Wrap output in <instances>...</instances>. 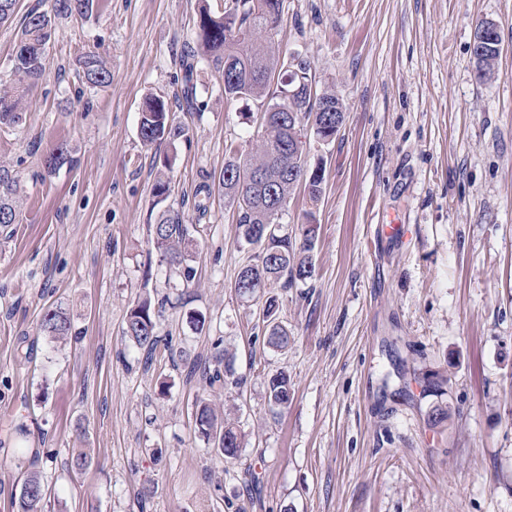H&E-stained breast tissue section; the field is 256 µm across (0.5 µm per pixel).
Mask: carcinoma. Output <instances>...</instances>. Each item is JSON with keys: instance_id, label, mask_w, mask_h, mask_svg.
Returning a JSON list of instances; mask_svg holds the SVG:
<instances>
[{"instance_id": "1", "label": "carcinoma", "mask_w": 512, "mask_h": 512, "mask_svg": "<svg viewBox=\"0 0 512 512\" xmlns=\"http://www.w3.org/2000/svg\"><path fill=\"white\" fill-rule=\"evenodd\" d=\"M95 0H54L51 10L42 9V2L29 8L22 17L20 34L11 58L14 84L0 83V127H9L21 120L27 108V94L31 86L44 74V60L57 21L73 16L81 18L93 14ZM283 0H224V9H212L209 0H199L194 45L186 54L185 84L182 98L187 107L194 106L196 87L194 70L205 61L219 72L223 80L224 99L230 102L253 103L263 110L258 136L251 152L244 155L233 145L225 149L224 169L217 183L199 187L204 197L213 188L224 193L237 211V237L240 243L258 248L255 260L244 265L236 278L234 288L243 299H253L264 288L283 281V287L306 282L314 277L315 267L309 252L316 236L317 225L308 221L302 243L281 232L279 216L288 198L299 185H304L312 201L322 193L324 174L321 168L307 167L302 141L303 126L312 122L330 130L325 135L332 139L343 124L344 112L336 94L330 91L298 104L294 118L280 111L282 102L273 86V76L288 74V64L300 61L310 70L307 60L288 55L280 48L275 35L282 21ZM79 78L89 88L102 87L112 80L107 61L96 53L86 54L80 61ZM138 134L145 144L164 138L177 139L183 129L173 125L171 111L160 97L145 100L140 113ZM72 162L71 149L60 145L44 159L49 173ZM264 170L273 177L272 193L245 185L249 170ZM171 178L160 171L154 184L156 204L166 201L170 194ZM20 207L19 176L7 166L0 165V224L16 223ZM152 245L179 278L189 282L194 278L197 243L189 226L183 223L179 212L166 207L159 210L152 228ZM279 300L268 295L262 308L266 324V343L284 351L292 341L288 327L277 321ZM157 317L151 299L137 301L129 310L123 329L124 335L140 351L146 361L153 362L160 343L157 335ZM41 326L53 340H65L71 327L67 313L49 307L41 318ZM223 339L215 342L214 369L209 385L239 388L242 379L235 376L233 355L221 349ZM268 400L286 408L292 402L294 390L290 377L284 372L271 375L267 381ZM195 431L209 445V449L228 459L239 456L244 447V435L236 422L224 416L202 398L195 404ZM47 489L42 475L27 473L18 497L19 512H45Z\"/></svg>"}]
</instances>
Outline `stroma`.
<instances>
[{"label": "stroma", "instance_id": "1", "mask_svg": "<svg viewBox=\"0 0 512 512\" xmlns=\"http://www.w3.org/2000/svg\"><path fill=\"white\" fill-rule=\"evenodd\" d=\"M197 13L198 0H99L92 18L60 20L22 123L0 129V164L19 171L24 198L0 226V512H17L33 469L51 512H512V0H284L281 47L345 112L330 142L304 130L322 194L296 191L280 219L296 240L318 226L312 280L270 287L293 336L285 351L234 290L255 252L236 241L233 207L196 194L226 145L247 153L257 135L207 63L201 111L179 106ZM486 21L502 50L481 80L470 45ZM89 51L109 60L107 86L84 89ZM150 94L182 137L140 140ZM64 141L74 165L46 173ZM166 162L167 204L197 229L186 288L151 245ZM392 222L409 237L386 238ZM145 296L165 304L167 346L149 367L123 334ZM57 305L75 342L41 329ZM219 338L242 389L179 369ZM279 371L295 389L285 409L267 396ZM201 398L233 411L239 459L195 432ZM81 448L93 462L78 473Z\"/></svg>", "mask_w": 512, "mask_h": 512}]
</instances>
